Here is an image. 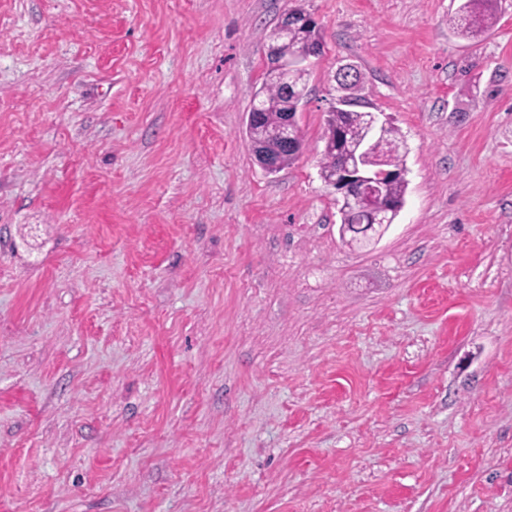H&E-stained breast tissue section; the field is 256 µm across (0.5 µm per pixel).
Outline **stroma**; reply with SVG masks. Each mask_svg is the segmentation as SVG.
Listing matches in <instances>:
<instances>
[{"instance_id": "obj_1", "label": "stroma", "mask_w": 512, "mask_h": 512, "mask_svg": "<svg viewBox=\"0 0 512 512\" xmlns=\"http://www.w3.org/2000/svg\"><path fill=\"white\" fill-rule=\"evenodd\" d=\"M459 4L0 0V512H512V0L475 41ZM343 65L407 147L365 248L319 175ZM309 18L312 17L305 13H299L296 8L289 9L283 14L279 28L285 32L288 31V39L279 38L278 27L273 29L269 36L270 41L278 39L270 42L267 59L270 68L281 71L292 70L288 71L286 79H283L276 71L268 70L264 85L256 95L262 102L261 122L258 127L261 139L259 143L262 146L253 149L256 159H259L261 152H274L272 147H278L287 112L284 143L288 146V149L281 148L280 151L275 153L281 168L292 163L298 157L296 153H300L302 150L301 143L294 139L293 128H295L296 115L302 105L303 98L296 103V112H294V96L305 89L306 77L309 75V71L308 68L303 67L307 66L306 63L311 57L310 52L290 46L288 43L297 47L311 48L314 56L320 55L323 48L322 36L316 24H299L294 29L288 30L291 24L300 20L305 22Z\"/></svg>"}]
</instances>
